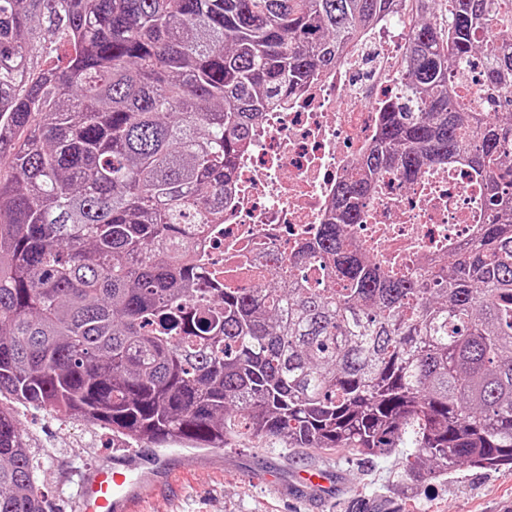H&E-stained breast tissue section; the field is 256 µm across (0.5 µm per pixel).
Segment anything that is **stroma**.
Listing matches in <instances>:
<instances>
[{"instance_id":"obj_1","label":"stroma","mask_w":512,"mask_h":512,"mask_svg":"<svg viewBox=\"0 0 512 512\" xmlns=\"http://www.w3.org/2000/svg\"><path fill=\"white\" fill-rule=\"evenodd\" d=\"M0 406L13 412L26 434L49 512H77L86 470L147 454L81 420L58 421L8 397ZM164 453L147 467L156 500L143 512H512V468L463 466L436 478H412L403 471V448L369 457L350 448L292 449L274 438H243L224 448L172 446ZM304 469L323 470L320 487H300Z\"/></svg>"}]
</instances>
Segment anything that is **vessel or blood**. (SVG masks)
I'll return each instance as SVG.
<instances>
[{"label": "vessel or blood", "instance_id": "1", "mask_svg": "<svg viewBox=\"0 0 512 512\" xmlns=\"http://www.w3.org/2000/svg\"><path fill=\"white\" fill-rule=\"evenodd\" d=\"M82 512H141L154 491L131 462H117L86 473L79 485Z\"/></svg>", "mask_w": 512, "mask_h": 512}]
</instances>
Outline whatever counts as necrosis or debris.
<instances>
[{"mask_svg": "<svg viewBox=\"0 0 512 512\" xmlns=\"http://www.w3.org/2000/svg\"><path fill=\"white\" fill-rule=\"evenodd\" d=\"M411 30L407 10L364 32L336 68L263 112L238 155L231 200L218 224L193 235L210 271L230 288H255L290 267L295 278L335 289L324 262L301 255L329 222L336 189L369 150L396 92ZM481 190L463 165H429L404 183L372 178L361 223L345 225L350 248L397 275L426 276L475 235Z\"/></svg>", "mask_w": 512, "mask_h": 512, "instance_id": "obj_1", "label": "necrosis or debris"}]
</instances>
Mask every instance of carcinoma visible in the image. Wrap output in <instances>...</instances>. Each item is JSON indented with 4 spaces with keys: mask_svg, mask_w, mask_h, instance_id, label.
<instances>
[{
    "mask_svg": "<svg viewBox=\"0 0 512 512\" xmlns=\"http://www.w3.org/2000/svg\"><path fill=\"white\" fill-rule=\"evenodd\" d=\"M394 0H0V397L133 445L413 448L406 473L512 465V112L463 102L476 52L512 88V8L414 0L399 95L316 242L342 287L252 291L202 267L262 112L336 65ZM462 164L468 246L430 278L350 249L368 178ZM0 406V512H45Z\"/></svg>",
    "mask_w": 512,
    "mask_h": 512,
    "instance_id": "cac0c4a2",
    "label": "carcinoma"
}]
</instances>
